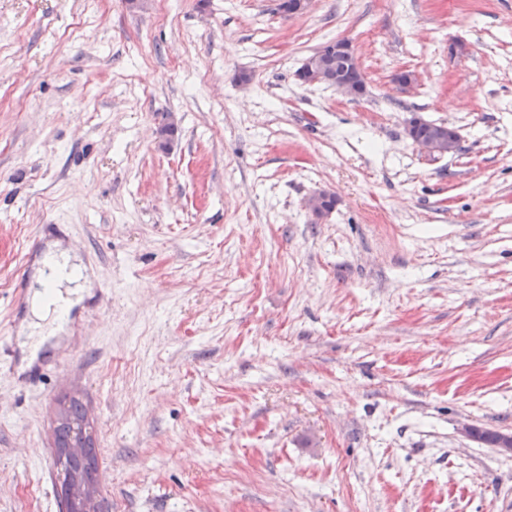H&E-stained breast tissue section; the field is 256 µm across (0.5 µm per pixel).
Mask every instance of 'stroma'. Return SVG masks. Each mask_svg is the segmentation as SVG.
Listing matches in <instances>:
<instances>
[{
    "label": "stroma",
    "mask_w": 512,
    "mask_h": 512,
    "mask_svg": "<svg viewBox=\"0 0 512 512\" xmlns=\"http://www.w3.org/2000/svg\"><path fill=\"white\" fill-rule=\"evenodd\" d=\"M278 2L0 0V512H62L74 399L105 512H512L459 432H512V0ZM339 38L356 99L295 77ZM56 242L92 286L30 384ZM422 123L424 122L420 118L414 117L411 119L407 126V134L423 153L438 156L445 155L447 152H456L459 138L455 131L452 136L444 133H439L434 136H418L417 132L419 135L437 133L441 130L440 127L442 126L441 124L431 122ZM64 416L66 417L68 423L58 429V444L62 446L68 445L76 436L77 433L72 428L71 424H75L78 426L79 424L85 421V411L83 406L78 402L73 400L69 407L65 410ZM87 428L91 431V424L87 427L86 422L81 424L78 428V439L74 440L68 448L63 449L62 451H57V458L63 460L67 455H80L82 454L87 446Z\"/></svg>",
    "instance_id": "35a3bbf8"
}]
</instances>
